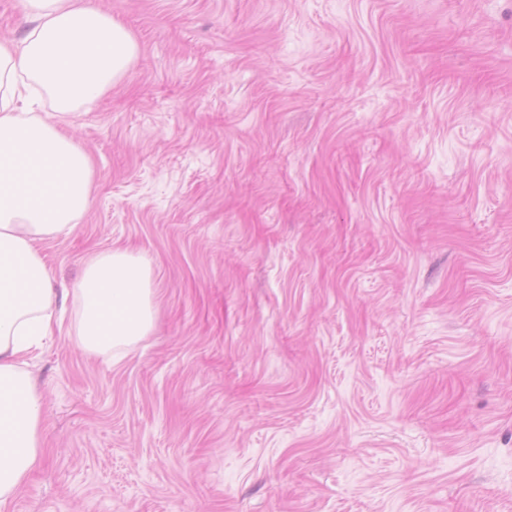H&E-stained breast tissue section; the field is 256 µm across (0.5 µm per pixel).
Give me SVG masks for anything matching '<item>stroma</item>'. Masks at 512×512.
<instances>
[{
  "instance_id": "35a3bbf8",
  "label": "stroma",
  "mask_w": 512,
  "mask_h": 512,
  "mask_svg": "<svg viewBox=\"0 0 512 512\" xmlns=\"http://www.w3.org/2000/svg\"><path fill=\"white\" fill-rule=\"evenodd\" d=\"M57 281L151 263L149 336L54 337L10 512H512V0H98Z\"/></svg>"
}]
</instances>
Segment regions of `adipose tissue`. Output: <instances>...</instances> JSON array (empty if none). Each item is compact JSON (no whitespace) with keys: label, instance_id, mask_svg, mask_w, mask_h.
Here are the masks:
<instances>
[{"label":"adipose tissue","instance_id":"obj_1","mask_svg":"<svg viewBox=\"0 0 512 512\" xmlns=\"http://www.w3.org/2000/svg\"><path fill=\"white\" fill-rule=\"evenodd\" d=\"M21 4L27 29L0 40V512L40 463L43 409L26 364L65 317L38 244L71 233L93 192V162L62 121L119 83L139 53L96 0ZM27 92L50 112L27 111ZM72 295L71 327L89 353L126 349L154 326L152 267L128 250L91 252Z\"/></svg>","mask_w":512,"mask_h":512}]
</instances>
